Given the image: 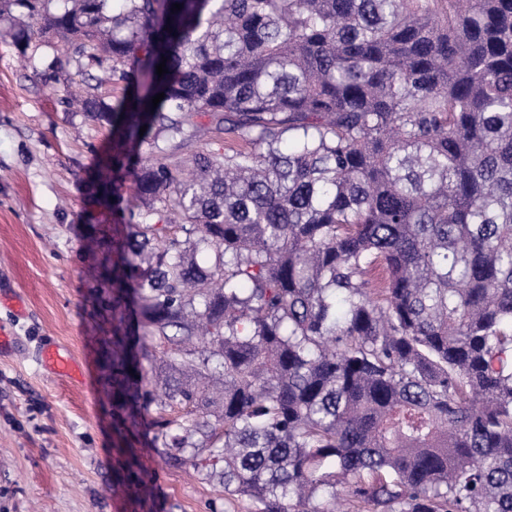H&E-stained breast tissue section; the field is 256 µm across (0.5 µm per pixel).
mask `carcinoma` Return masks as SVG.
<instances>
[{"label":"carcinoma","mask_w":512,"mask_h":512,"mask_svg":"<svg viewBox=\"0 0 512 512\" xmlns=\"http://www.w3.org/2000/svg\"><path fill=\"white\" fill-rule=\"evenodd\" d=\"M5 20L20 54L70 53L67 95L127 149L97 193L131 172L139 223L100 287L162 356L143 390L112 321L118 429L155 406L163 446L257 512L340 491L512 512V0H0ZM209 133L237 147L172 159Z\"/></svg>","instance_id":"carcinoma-1"}]
</instances>
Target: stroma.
Returning <instances> with one entry per match:
<instances>
[{"label":"stroma","instance_id":"stroma-1","mask_svg":"<svg viewBox=\"0 0 512 512\" xmlns=\"http://www.w3.org/2000/svg\"><path fill=\"white\" fill-rule=\"evenodd\" d=\"M62 55L56 43L23 56L0 43V295L28 307L18 316L0 304V325L18 340L0 352V512H254L251 500H225L218 482L170 463L151 409L132 439L147 491L121 487L105 368L112 306L93 299L102 240L89 228L130 231L139 207L125 187L114 208L97 204L93 188L112 174V129L65 101L74 65L42 83ZM49 346L69 353L81 378L45 367Z\"/></svg>","mask_w":512,"mask_h":512}]
</instances>
